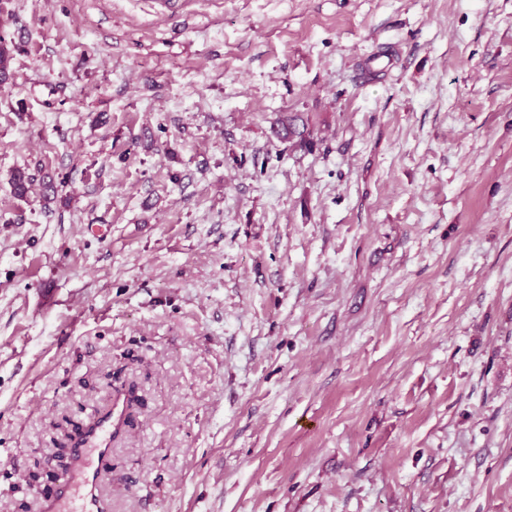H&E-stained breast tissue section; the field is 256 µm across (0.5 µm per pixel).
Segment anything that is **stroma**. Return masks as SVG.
I'll use <instances>...</instances> for the list:
<instances>
[{
    "instance_id": "1",
    "label": "stroma",
    "mask_w": 512,
    "mask_h": 512,
    "mask_svg": "<svg viewBox=\"0 0 512 512\" xmlns=\"http://www.w3.org/2000/svg\"><path fill=\"white\" fill-rule=\"evenodd\" d=\"M0 5V512H512V0ZM296 116H282L278 119L275 129L276 135L284 141L293 142L296 146L303 148L312 144L310 133L304 130L300 131L296 127ZM122 418L123 404L111 397L106 412L98 414L74 443L72 468L61 479L55 496L45 501V512H110L100 480L112 455V433Z\"/></svg>"
}]
</instances>
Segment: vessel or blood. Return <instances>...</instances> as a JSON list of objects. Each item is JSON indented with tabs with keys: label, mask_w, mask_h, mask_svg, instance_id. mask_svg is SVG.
Listing matches in <instances>:
<instances>
[{
	"label": "vessel or blood",
	"mask_w": 512,
	"mask_h": 512,
	"mask_svg": "<svg viewBox=\"0 0 512 512\" xmlns=\"http://www.w3.org/2000/svg\"><path fill=\"white\" fill-rule=\"evenodd\" d=\"M123 418L120 400H111L106 412L97 415L71 450L73 465L61 479L56 494L47 499L44 512H110L101 491V474L112 455V433Z\"/></svg>",
	"instance_id": "1"
}]
</instances>
